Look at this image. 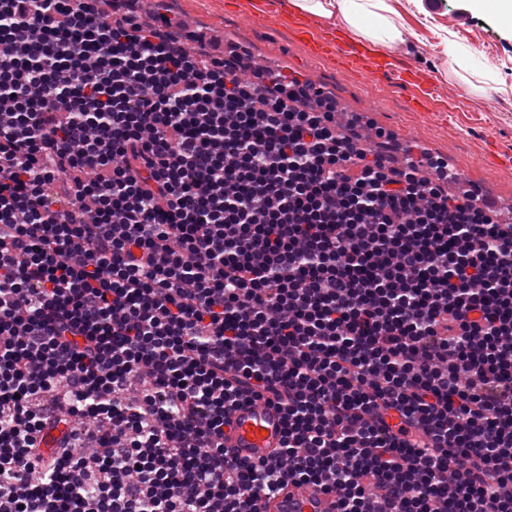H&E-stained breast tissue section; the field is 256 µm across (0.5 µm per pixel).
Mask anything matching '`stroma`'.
I'll use <instances>...</instances> for the list:
<instances>
[{
    "instance_id": "obj_1",
    "label": "stroma",
    "mask_w": 512,
    "mask_h": 512,
    "mask_svg": "<svg viewBox=\"0 0 512 512\" xmlns=\"http://www.w3.org/2000/svg\"><path fill=\"white\" fill-rule=\"evenodd\" d=\"M392 6L410 37L389 55L424 68L432 94L416 84L310 55L276 19L252 21L246 0H172L171 12L204 34V51L229 40L248 47L264 67L300 73L331 91L338 109L367 117L405 144L447 157L497 204L511 205L512 166L500 159L512 154V27L472 0H442L431 14L423 11L421 0H392ZM462 10L471 24H459ZM446 38L466 49L463 60L446 57ZM470 83L478 85V92L467 91Z\"/></svg>"
}]
</instances>
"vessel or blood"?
<instances>
[{
    "label": "vessel or blood",
    "instance_id": "vessel-or-blood-1",
    "mask_svg": "<svg viewBox=\"0 0 512 512\" xmlns=\"http://www.w3.org/2000/svg\"><path fill=\"white\" fill-rule=\"evenodd\" d=\"M297 33L314 56L351 62L363 70L372 68L403 82L414 81L418 76L413 68L396 67L390 58L375 54L369 44L350 39L340 29L314 37L307 24L303 23ZM282 432L280 413L265 401L257 400L239 405L228 416L224 426V445L241 459L268 460L278 454ZM262 512H336V497L317 491L308 484L290 483L264 502Z\"/></svg>",
    "mask_w": 512,
    "mask_h": 512
}]
</instances>
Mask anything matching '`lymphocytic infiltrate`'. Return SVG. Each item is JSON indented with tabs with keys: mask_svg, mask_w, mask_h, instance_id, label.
<instances>
[{
	"mask_svg": "<svg viewBox=\"0 0 512 512\" xmlns=\"http://www.w3.org/2000/svg\"><path fill=\"white\" fill-rule=\"evenodd\" d=\"M136 2L0 0V512H512V224ZM282 432V418L274 407L264 400L243 403L226 419L224 446L240 459L269 460L281 448ZM263 512H336V496L317 491L309 484H286L267 499Z\"/></svg>",
	"mask_w": 512,
	"mask_h": 512,
	"instance_id": "lymphocytic-infiltrate-1",
	"label": "lymphocytic infiltrate"
}]
</instances>
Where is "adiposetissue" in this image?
I'll return each instance as SVG.
<instances>
[{
	"mask_svg": "<svg viewBox=\"0 0 512 512\" xmlns=\"http://www.w3.org/2000/svg\"><path fill=\"white\" fill-rule=\"evenodd\" d=\"M292 3L299 11L325 20L342 18L350 32L377 47L392 49L405 41L392 19L389 0H292Z\"/></svg>",
	"mask_w": 512,
	"mask_h": 512,
	"instance_id": "ef3b65f1",
	"label": "adipose tissue"
}]
</instances>
